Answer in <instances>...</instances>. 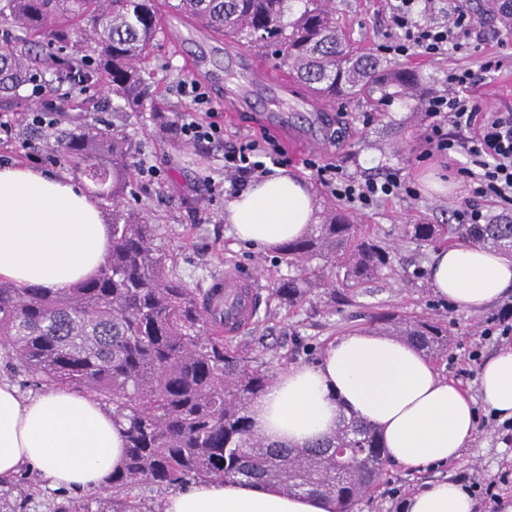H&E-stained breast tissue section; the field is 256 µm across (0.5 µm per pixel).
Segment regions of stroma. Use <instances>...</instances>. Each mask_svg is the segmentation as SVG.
<instances>
[{"mask_svg":"<svg viewBox=\"0 0 512 512\" xmlns=\"http://www.w3.org/2000/svg\"><path fill=\"white\" fill-rule=\"evenodd\" d=\"M331 7L338 27L353 46L374 53L385 43L390 0H332ZM163 23L164 33L151 61L159 69L162 103L168 111L180 110L175 86L184 76H193L204 84L222 112L223 141L196 147L170 142L158 135L155 112L117 111V99L104 92L90 100L70 98L66 105L69 118L58 131L63 134L80 124L117 127L136 144L137 154L162 167L158 180L133 177L124 203L150 216L157 227L154 246L167 256L176 276L189 287L205 288L228 267L248 276L258 275L264 301L250 329L234 342L291 352L297 365L306 362L309 349L324 352L337 337L368 328L370 318L379 313L397 311L444 318L451 336L448 359L438 371L470 396H477L482 361L496 353L500 344L494 340L480 342L475 330L478 324L496 316L503 304L498 301L479 311H465L440 300L429 283L432 246L419 247L403 238L409 224H451V211L465 194L464 184L454 170L466 165V155L457 153L449 160L423 158L421 113L412 103L394 102L387 113L381 114L366 103L339 100L318 111L307 95L285 92L277 85L254 79L253 51L214 38L169 8L163 12ZM498 56L500 69L485 73L480 70L483 58L476 53L451 54L438 60L412 54L401 57L400 62L431 75L435 89L441 88L448 69L480 71L482 91L489 93L491 104L501 108L512 105V42L500 49ZM265 131L285 147L288 172L306 183L320 209L330 196L305 169L303 162L309 158H330L344 170L363 176L379 177L394 170L418 185L421 175L429 171L444 186L443 191L432 192L419 185L416 198H391L368 210H350L354 223L375 230L393 247L395 261L391 270L367 284L354 305L343 311L326 307L316 314H296L279 306L272 288L277 279L287 275V268L277 263L275 250L253 248L231 234L224 222L228 198L213 194L209 188L208 178L217 177L224 165L225 145L237 136ZM16 134L18 139L30 142V151L0 144V164H28V155L34 152L41 155L42 167L72 172L55 138L25 126L18 127ZM476 347L481 350L480 360H469L470 351ZM462 470L485 479L512 474V436L501 421L491 420L487 407H480L477 434L458 460L425 471L389 466L386 481L360 504L359 510L396 512V502L388 495L390 489L415 491L426 481L452 478Z\"/></svg>","mask_w":512,"mask_h":512,"instance_id":"stroma-1","label":"stroma"}]
</instances>
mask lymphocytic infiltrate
<instances>
[{"label": "lymphocytic infiltrate", "instance_id": "obj_1", "mask_svg": "<svg viewBox=\"0 0 512 512\" xmlns=\"http://www.w3.org/2000/svg\"><path fill=\"white\" fill-rule=\"evenodd\" d=\"M418 0H396L389 12L395 38L385 53L405 56L412 53L436 59L450 52L471 50L474 44L495 40L505 44L512 38V27L495 30L491 36L477 35V22L460 0H450L442 22H421ZM479 77L468 68L449 69L443 87L423 99V139L428 155L463 151L468 165L459 167L466 194L453 210L459 224H486L488 205L512 207V107H490L483 96L474 94ZM176 92L186 104L180 112L162 114L163 137L187 146L223 140L224 127L217 119V109L206 88L196 79L185 77L176 84ZM66 117L64 105H47L41 111L25 113L23 118L0 115V142L13 141L18 123L46 132L57 128ZM463 132L455 140L449 129ZM285 152L270 134L239 138L224 150V182L228 194H237L248 182L269 174L271 166L281 165ZM314 179L338 201L356 209L373 206L389 197L415 198L410 180L398 173L382 179L363 178L346 173L333 162L315 159L305 163Z\"/></svg>", "mask_w": 512, "mask_h": 512}]
</instances>
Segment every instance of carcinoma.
Segmentation results:
<instances>
[{
	"label": "carcinoma",
	"instance_id": "cac0c4a2",
	"mask_svg": "<svg viewBox=\"0 0 512 512\" xmlns=\"http://www.w3.org/2000/svg\"><path fill=\"white\" fill-rule=\"evenodd\" d=\"M158 0H0V96L36 82L72 88L103 80L124 107L157 99L151 57L159 42ZM331 0H179L176 10L214 35L252 47L284 69L291 87L334 102H368L385 112L397 99L422 100V72L356 51L336 25ZM62 149L77 174L112 199V250L99 274L70 288H18L0 280V368L22 386L87 392L112 404L123 425L120 470L83 503L54 499L49 512H155L144 492L161 494L197 480L247 479L283 492L336 501L356 512L379 488L388 459L380 434L355 415L306 448L269 443L252 427L248 405L273 380L218 334L208 291L189 287L153 247L156 225L123 204L131 142L107 128L69 132ZM422 245L491 244L512 251V224H411ZM294 274L272 292L292 312L317 313L326 299L350 306L358 289L392 267L393 249L333 206L309 232L279 247ZM377 331L413 344L433 363L448 352V323L396 312L371 317ZM35 495L23 475L6 496L25 509Z\"/></svg>",
	"mask_w": 512,
	"mask_h": 512
}]
</instances>
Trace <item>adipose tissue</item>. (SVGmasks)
Masks as SVG:
<instances>
[{"label":"adipose tissue","mask_w":512,"mask_h":512,"mask_svg":"<svg viewBox=\"0 0 512 512\" xmlns=\"http://www.w3.org/2000/svg\"><path fill=\"white\" fill-rule=\"evenodd\" d=\"M315 199L286 168L253 182L230 200L224 218L234 235L258 249L304 235ZM112 247L96 199L63 173L0 165V279L21 288L64 289L94 277ZM430 285L452 305L487 308L512 293V257L479 244L434 251ZM484 403L512 418V347L499 349L478 373ZM355 414L381 434L391 461L414 470L460 458L477 432L478 412L412 344L380 332L355 331L329 344L312 364L281 371L254 400L255 432L273 443L305 447L332 435ZM125 457L121 426L93 397L67 387L28 396L0 380V480L22 467L49 485L92 491ZM406 512H475L461 482L427 483ZM163 512H336L315 495H287L260 483L202 480L170 492Z\"/></svg>","instance_id":"1"}]
</instances>
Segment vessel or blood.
I'll return each instance as SVG.
<instances>
[{
  "label": "vessel or blood",
  "instance_id": "1",
  "mask_svg": "<svg viewBox=\"0 0 512 512\" xmlns=\"http://www.w3.org/2000/svg\"><path fill=\"white\" fill-rule=\"evenodd\" d=\"M258 279L228 269L223 276L213 280L210 290V308L224 315V335L241 334L253 323L262 304L258 293Z\"/></svg>",
  "mask_w": 512,
  "mask_h": 512
}]
</instances>
